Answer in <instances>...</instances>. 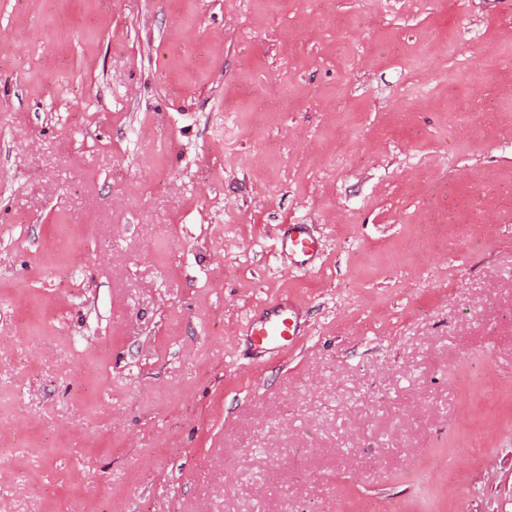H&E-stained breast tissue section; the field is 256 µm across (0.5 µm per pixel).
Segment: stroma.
<instances>
[{
  "mask_svg": "<svg viewBox=\"0 0 512 512\" xmlns=\"http://www.w3.org/2000/svg\"><path fill=\"white\" fill-rule=\"evenodd\" d=\"M0 512H512V0H0ZM281 245L288 255L299 262L312 260L319 251L317 240L308 232L305 224H290L281 239ZM250 345L262 352H279L300 336L298 310L290 302H278L251 323Z\"/></svg>",
  "mask_w": 512,
  "mask_h": 512,
  "instance_id": "stroma-1",
  "label": "stroma"
}]
</instances>
